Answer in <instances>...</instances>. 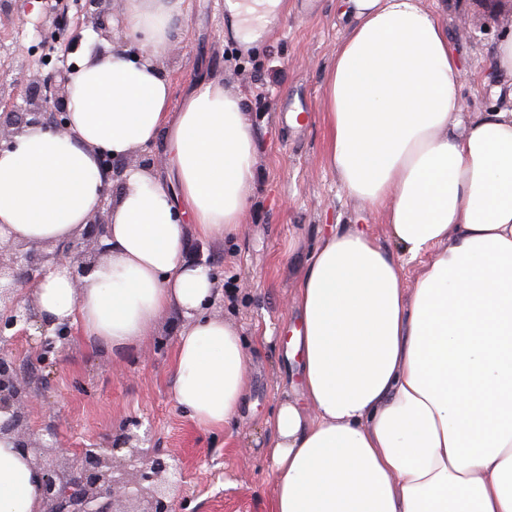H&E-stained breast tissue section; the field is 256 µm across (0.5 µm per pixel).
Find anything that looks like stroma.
I'll return each instance as SVG.
<instances>
[{
	"instance_id": "1",
	"label": "stroma",
	"mask_w": 512,
	"mask_h": 512,
	"mask_svg": "<svg viewBox=\"0 0 512 512\" xmlns=\"http://www.w3.org/2000/svg\"><path fill=\"white\" fill-rule=\"evenodd\" d=\"M262 38L234 33L221 0H187L181 45L163 66L172 85V111L203 81H221L238 95L257 146L256 181L240 230L229 241H189V256L208 260L218 295L209 314L235 328L246 352L249 388L236 423L225 430L197 427L175 404L171 383L176 332L183 319L168 313L152 336L121 350L91 342L74 328L56 364L25 377L37 396L26 408L29 430L57 433L80 448L118 432L133 419L149 430L151 444L178 457L185 472L183 512H269L275 477L270 456L274 417L281 400L303 402L301 366L286 339L295 326L296 285L324 234L360 227L388 251L397 246L381 211L346 195L326 163L323 86L337 46L352 21L336 0H283ZM442 19L463 66L464 113L500 106L502 80L493 67L498 38L512 29V0H449ZM46 8L0 10V93H22L26 76L50 71L36 28L54 32ZM25 52L13 55L15 40ZM304 110L308 121L287 115Z\"/></svg>"
}]
</instances>
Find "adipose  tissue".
Listing matches in <instances>:
<instances>
[{"label": "adipose tissue", "mask_w": 512, "mask_h": 512, "mask_svg": "<svg viewBox=\"0 0 512 512\" xmlns=\"http://www.w3.org/2000/svg\"><path fill=\"white\" fill-rule=\"evenodd\" d=\"M339 9L354 23L323 87L327 165L348 196L383 211L401 254L338 228L298 282L292 353L307 406L277 409L269 512H512V96L460 122L462 65L437 2ZM186 13V0H124L123 43L87 53L71 76L69 133L31 126L0 150V236L73 240L111 186L101 154L164 140L176 189L126 167L105 253L80 280L50 272L32 298L112 349L179 311L172 397L210 430L238 417L247 363L237 332L203 312L215 282L188 239L237 233L256 148L240 98L218 82L171 113L162 59ZM0 512H43L8 436Z\"/></svg>", "instance_id": "adipose-tissue-1"}]
</instances>
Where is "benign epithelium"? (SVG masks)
Wrapping results in <instances>:
<instances>
[{"instance_id":"obj_1","label":"benign epithelium","mask_w":512,"mask_h":512,"mask_svg":"<svg viewBox=\"0 0 512 512\" xmlns=\"http://www.w3.org/2000/svg\"><path fill=\"white\" fill-rule=\"evenodd\" d=\"M82 25L104 39H112L108 14L112 0H75ZM72 67L58 68L27 79L23 104L0 97V149L28 126H47L57 133L67 129L65 84ZM109 205L93 217L74 241L45 251L22 243H0V435L16 438V447L31 457L44 512H180L181 502L164 484H179L183 467L176 460L144 447L136 420L122 433L75 454L55 441L36 439L28 432L25 407L34 398L19 374L13 342L35 330L34 361L51 366L65 349L72 328L38 314L35 305L19 293L33 288L52 270L65 266L73 278L88 273L91 258L105 251Z\"/></svg>"}]
</instances>
